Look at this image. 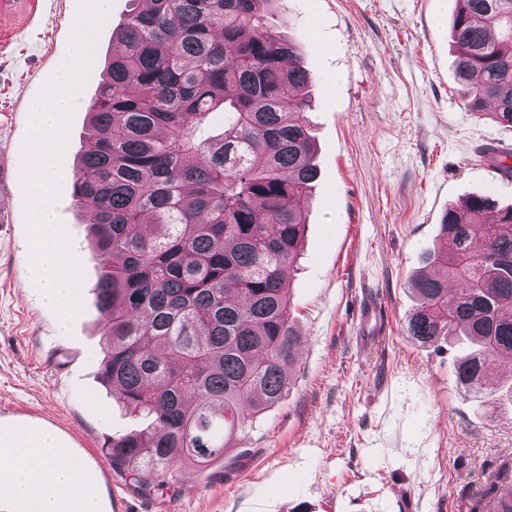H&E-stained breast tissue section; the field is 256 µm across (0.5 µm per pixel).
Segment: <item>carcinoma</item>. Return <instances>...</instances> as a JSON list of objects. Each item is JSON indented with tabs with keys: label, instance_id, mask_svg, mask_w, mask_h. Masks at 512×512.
<instances>
[{
	"label": "carcinoma",
	"instance_id": "cac0c4a2",
	"mask_svg": "<svg viewBox=\"0 0 512 512\" xmlns=\"http://www.w3.org/2000/svg\"><path fill=\"white\" fill-rule=\"evenodd\" d=\"M273 0H130L122 50L88 106L92 133L72 196L93 208L90 242L103 313L100 376L145 421L103 445L145 495L184 467L205 468L291 385L302 336L287 277L301 253L302 202L318 177L299 45L272 32ZM451 37L461 99L512 127V0H458ZM223 116L222 132L200 128ZM412 280L406 332L464 341L461 385L484 384L512 353V206H450ZM461 284L448 301V282ZM512 484L501 468L484 496Z\"/></svg>",
	"mask_w": 512,
	"mask_h": 512
}]
</instances>
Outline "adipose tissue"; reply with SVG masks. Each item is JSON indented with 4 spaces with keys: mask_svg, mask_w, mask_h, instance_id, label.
Masks as SVG:
<instances>
[{
    "mask_svg": "<svg viewBox=\"0 0 512 512\" xmlns=\"http://www.w3.org/2000/svg\"><path fill=\"white\" fill-rule=\"evenodd\" d=\"M0 503L15 512H103L98 477L43 426L0 424Z\"/></svg>",
    "mask_w": 512,
    "mask_h": 512,
    "instance_id": "adipose-tissue-1",
    "label": "adipose tissue"
}]
</instances>
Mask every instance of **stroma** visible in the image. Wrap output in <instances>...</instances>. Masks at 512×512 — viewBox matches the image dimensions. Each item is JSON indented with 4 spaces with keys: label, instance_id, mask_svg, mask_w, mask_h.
I'll return each instance as SVG.
<instances>
[{
    "label": "stroma",
    "instance_id": "35a3bbf8",
    "mask_svg": "<svg viewBox=\"0 0 512 512\" xmlns=\"http://www.w3.org/2000/svg\"><path fill=\"white\" fill-rule=\"evenodd\" d=\"M457 0H277L267 27L303 45L312 83L305 119L318 177L307 197L300 268L289 281L303 338L287 396L223 460L182 470L145 496L113 471L105 438L141 422L100 379L102 314L92 211L70 175L87 109L119 44L129 0H112L71 116L54 203L63 238L81 246V311L59 314L28 282L29 96L69 61L79 0H27L0 21V422L36 419L94 468L103 512H467L468 485L512 463V404L477 405L456 385V349L405 333L414 276L427 267L448 205L484 195L512 205V180L485 165L512 128L466 111L450 36ZM375 305L381 338L363 340Z\"/></svg>",
    "mask_w": 512,
    "mask_h": 512
}]
</instances>
